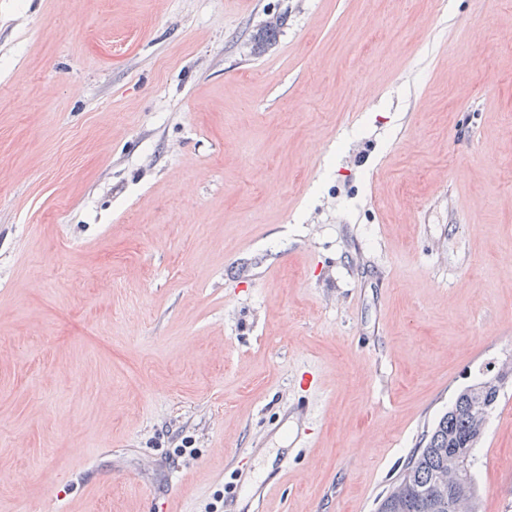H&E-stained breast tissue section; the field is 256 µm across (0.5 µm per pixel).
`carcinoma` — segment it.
Instances as JSON below:
<instances>
[{
    "instance_id": "cac0c4a2",
    "label": "carcinoma",
    "mask_w": 512,
    "mask_h": 512,
    "mask_svg": "<svg viewBox=\"0 0 512 512\" xmlns=\"http://www.w3.org/2000/svg\"><path fill=\"white\" fill-rule=\"evenodd\" d=\"M278 24L265 26L251 35L254 46H267L275 39ZM500 390L484 379L461 390L448 412L433 425L424 442L400 475L399 484L378 506V512H446L428 499L427 492L439 473L448 469V458L466 462V469L455 480L459 502L472 503L477 496L473 478V450L482 437L483 428L470 412L475 404H488L495 408Z\"/></svg>"
}]
</instances>
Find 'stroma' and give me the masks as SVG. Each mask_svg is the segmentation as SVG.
I'll return each instance as SVG.
<instances>
[{"label":"stroma","mask_w":512,"mask_h":512,"mask_svg":"<svg viewBox=\"0 0 512 512\" xmlns=\"http://www.w3.org/2000/svg\"><path fill=\"white\" fill-rule=\"evenodd\" d=\"M511 258L512 0H0V512H375Z\"/></svg>","instance_id":"1"}]
</instances>
